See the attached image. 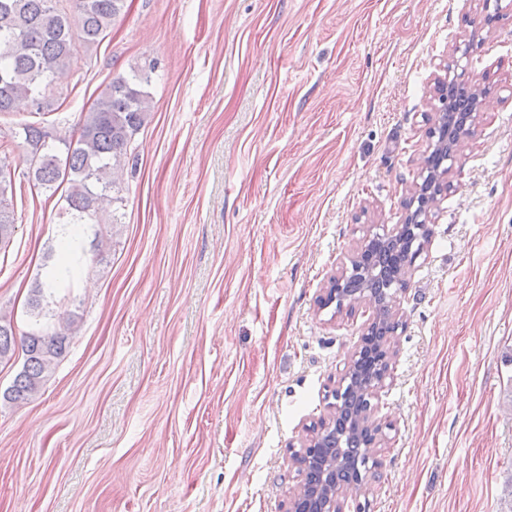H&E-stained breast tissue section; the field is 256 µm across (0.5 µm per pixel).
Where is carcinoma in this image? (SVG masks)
Returning a JSON list of instances; mask_svg holds the SVG:
<instances>
[{
  "label": "carcinoma",
  "mask_w": 512,
  "mask_h": 512,
  "mask_svg": "<svg viewBox=\"0 0 512 512\" xmlns=\"http://www.w3.org/2000/svg\"><path fill=\"white\" fill-rule=\"evenodd\" d=\"M125 0H0V113L20 100L36 113L60 107L62 83L74 62L75 44L91 49L106 38L121 15ZM155 65L133 66L113 78L93 107L81 116L77 139H57L35 123H24L11 140L30 150L32 181L50 191L66 183L65 213L75 224H94L117 198L115 171L128 159L135 134L144 125ZM14 176L0 159V245L16 228ZM67 334L54 330L17 338L12 316L0 312V362L21 352L24 362L3 399L18 403L39 392L49 369L63 357Z\"/></svg>",
  "instance_id": "cac0c4a2"
}]
</instances>
